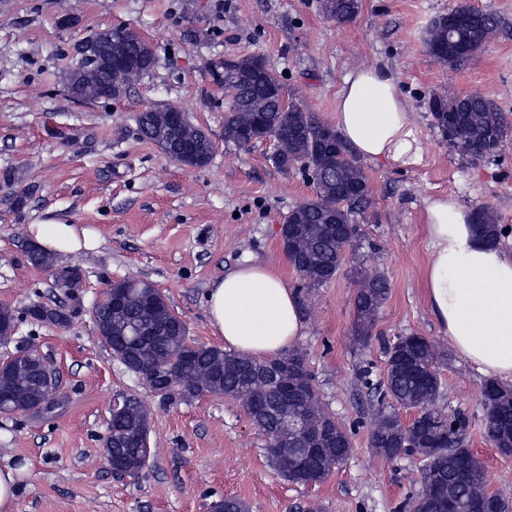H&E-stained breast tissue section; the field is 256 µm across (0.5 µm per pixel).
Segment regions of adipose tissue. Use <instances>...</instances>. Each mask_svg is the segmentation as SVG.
Returning a JSON list of instances; mask_svg holds the SVG:
<instances>
[{"label": "adipose tissue", "instance_id": "1", "mask_svg": "<svg viewBox=\"0 0 512 512\" xmlns=\"http://www.w3.org/2000/svg\"><path fill=\"white\" fill-rule=\"evenodd\" d=\"M409 122L392 70L370 67L345 77L335 128L352 153L372 162L389 157L405 148ZM473 221V212L454 198L428 201L425 297L458 355L486 377L512 381V248L487 244ZM28 232L57 256L96 246L88 230L57 219L30 224ZM206 312L226 348L258 360L293 348L306 331L285 276L253 257L211 283Z\"/></svg>", "mask_w": 512, "mask_h": 512}]
</instances>
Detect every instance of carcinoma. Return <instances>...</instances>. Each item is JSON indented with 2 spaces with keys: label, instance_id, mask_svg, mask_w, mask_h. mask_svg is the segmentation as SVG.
<instances>
[{
  "label": "carcinoma",
  "instance_id": "1",
  "mask_svg": "<svg viewBox=\"0 0 512 512\" xmlns=\"http://www.w3.org/2000/svg\"><path fill=\"white\" fill-rule=\"evenodd\" d=\"M324 15L338 23L354 20L360 10V0H321ZM497 28V17L488 11H477V19L467 25L448 24L440 15L427 29L428 53L437 62L458 68L470 61ZM103 38L96 33L77 40L73 45L77 63L96 70L100 85H117L122 92L151 70L150 63L122 73L98 69L96 44ZM237 68L224 73V87L229 91L224 103V140L238 147H248L273 135L288 138L284 164L278 169L315 168L322 176L313 183L314 195L297 204L288 214L284 253L289 264L310 285H321L332 280L341 268L345 254L353 250L360 236V225L355 216L370 204V185L358 161L351 155L337 133L329 142L320 140L328 125L307 111L302 102L289 99L294 109H282L278 96L271 87L282 86L273 71L262 76L250 73L255 57L238 56ZM428 107L434 128L450 149L470 160H481L496 153L504 136V120L484 97L433 94ZM182 137L175 130L170 146L163 149L166 157L182 161L192 167H203L213 153L209 136L195 143L193 153H180ZM476 226L480 234L495 242L502 234L498 218L489 207L476 211ZM354 275L360 279L354 300L352 335L357 344L368 345L374 329L377 311L389 293L387 280L382 276L366 278L359 269ZM113 288L127 301L125 319L112 322V335L102 341L113 353L125 361V367L141 375L149 372L169 354H176L187 345L186 331L171 312L164 296L145 282L125 279ZM71 314L46 305H34L28 310L33 324L64 325ZM385 378L380 383L371 379L372 371H362L365 385L376 396L377 412L387 422V430L371 435L370 446L386 458H395L402 452L417 451L426 456L427 465L422 476L439 482L438 490L452 493L454 499L470 506L468 488L485 480L483 464L468 453L465 431L466 418L431 409L420 421L404 431H397L393 421L395 407L407 410L418 407L428 399L441 394L442 383L436 370V356L432 343L424 339L410 340L400 336L386 350ZM278 361L291 366L299 375L312 377L303 357L296 351L285 353ZM265 370L263 362L241 356L221 347L194 343L192 353L179 359L176 365L183 378L182 387L169 396L168 401H187L206 393L216 396L232 394L244 399H255L248 410L253 423L266 435L278 434L281 414L313 424H327L336 439L327 443L316 466L303 474L288 466L273 448L266 449L267 459L276 473L292 484L308 481L321 483L336 466L351 453V440L346 428L318 403L304 400L285 401L282 387L293 379L285 373L271 381L263 390L256 386L255 374ZM42 367L36 364L29 383L9 403L0 400V408L16 411L25 408L30 396L40 392ZM483 405L487 409V436L491 445L512 455V388L496 381H488L482 388ZM104 448L124 461L129 476L135 478L145 468L151 449L141 446L137 434L149 432L150 411L136 397L126 398L120 409L110 415ZM468 454L469 479L458 482L452 477L456 453Z\"/></svg>",
  "mask_w": 512,
  "mask_h": 512
}]
</instances>
